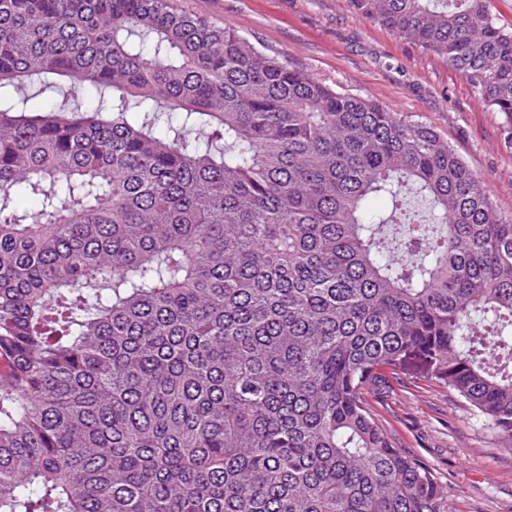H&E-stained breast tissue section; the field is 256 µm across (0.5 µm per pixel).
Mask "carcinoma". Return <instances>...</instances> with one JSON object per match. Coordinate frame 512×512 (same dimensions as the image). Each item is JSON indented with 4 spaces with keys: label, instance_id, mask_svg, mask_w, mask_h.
<instances>
[{
    "label": "carcinoma",
    "instance_id": "cac0c4a2",
    "mask_svg": "<svg viewBox=\"0 0 512 512\" xmlns=\"http://www.w3.org/2000/svg\"><path fill=\"white\" fill-rule=\"evenodd\" d=\"M493 2L348 0L512 142ZM412 355L512 448V216L433 128L177 0H0V512H440L363 398Z\"/></svg>",
    "mask_w": 512,
    "mask_h": 512
}]
</instances>
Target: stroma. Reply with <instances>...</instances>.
<instances>
[{
	"label": "stroma",
	"instance_id": "stroma-1",
	"mask_svg": "<svg viewBox=\"0 0 512 512\" xmlns=\"http://www.w3.org/2000/svg\"><path fill=\"white\" fill-rule=\"evenodd\" d=\"M326 84L369 96L434 128L512 214V147L503 117L447 61L356 14L347 0H179ZM395 447L437 479L441 512H512V450L419 362L382 369L364 392Z\"/></svg>",
	"mask_w": 512,
	"mask_h": 512
}]
</instances>
